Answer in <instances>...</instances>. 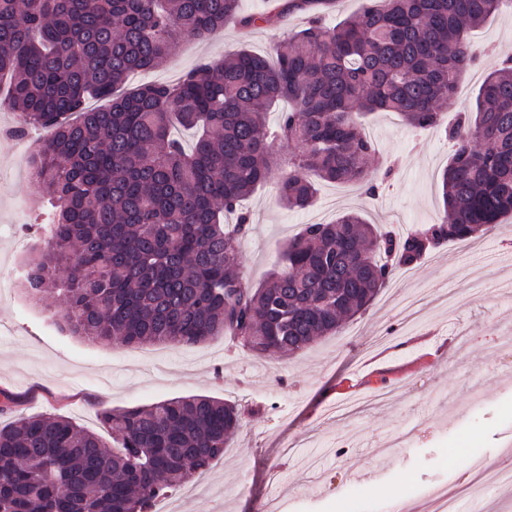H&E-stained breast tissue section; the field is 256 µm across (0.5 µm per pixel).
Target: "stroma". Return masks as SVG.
<instances>
[{
	"instance_id": "stroma-1",
	"label": "stroma",
	"mask_w": 512,
	"mask_h": 512,
	"mask_svg": "<svg viewBox=\"0 0 512 512\" xmlns=\"http://www.w3.org/2000/svg\"><path fill=\"white\" fill-rule=\"evenodd\" d=\"M305 15L250 32L228 26L218 36L184 40L148 74L174 83L201 62L223 61L240 48L270 52ZM512 31V13L474 31L476 67L461 79L448 114L473 110L488 56ZM377 152L375 194L356 183L321 185L316 205L285 208L278 196L298 148L276 139L277 165L244 203L251 231L239 258L260 283L302 225L356 210L368 222L406 234L437 222L441 172L450 146L444 129L412 130L390 112L363 122ZM41 190L19 155L0 162V391L15 411L55 413L111 441L103 409L150 405L194 394L237 404L241 426L223 458L193 485L182 512H338L358 495L354 512H431L434 487L451 483L469 449L512 465V216L480 236L478 250L448 242L409 269L402 287L384 288L365 313L337 334L295 355L257 354L232 334L195 345L134 348L61 333L55 300L32 303L6 287L19 258L44 237Z\"/></svg>"
}]
</instances>
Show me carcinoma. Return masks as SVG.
<instances>
[{
	"instance_id": "carcinoma-1",
	"label": "carcinoma",
	"mask_w": 512,
	"mask_h": 512,
	"mask_svg": "<svg viewBox=\"0 0 512 512\" xmlns=\"http://www.w3.org/2000/svg\"><path fill=\"white\" fill-rule=\"evenodd\" d=\"M240 0H0V76L24 125L54 130L32 158L49 197L50 235L21 268L33 298H56L61 328L128 347L198 344L229 331L260 354H295L366 310L390 281L446 241H471L512 215V57L490 69L475 110L448 130L442 220L395 237L361 213L307 224L286 267L257 286L237 244V205L276 164V137L295 142L279 185L289 208L313 205L320 181L368 182L376 149L360 118L398 113L414 129L442 125L444 105L475 62L468 31L502 0H366L335 26L334 0H286L242 16ZM307 25L270 55L241 49L174 84L127 90L185 37L228 24L269 25L291 12ZM108 100L89 108V98ZM178 123L199 134L190 151ZM103 439L59 414L0 425V512H153L155 501L218 459L242 419L237 405L188 395L105 409Z\"/></svg>"
}]
</instances>
